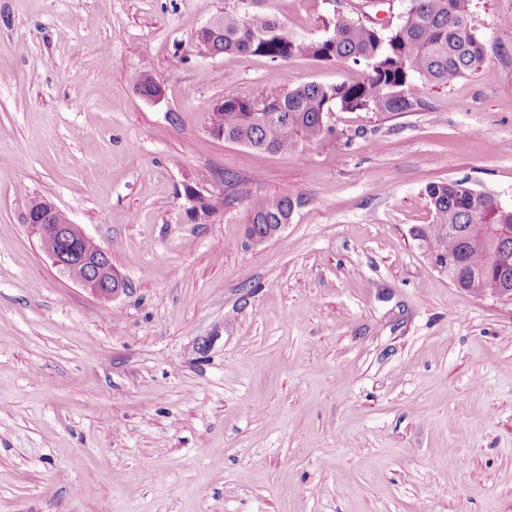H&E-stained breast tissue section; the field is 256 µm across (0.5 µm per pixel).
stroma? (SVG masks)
Returning <instances> with one entry per match:
<instances>
[{"mask_svg":"<svg viewBox=\"0 0 512 512\" xmlns=\"http://www.w3.org/2000/svg\"><path fill=\"white\" fill-rule=\"evenodd\" d=\"M352 2L257 9L320 39ZM236 7L0 0V512H512V303L452 287L409 235L431 183L512 206V0H473L475 74L411 81V112L333 113L300 155L213 137L212 103L364 72L191 54ZM262 194L301 204L250 247ZM43 199L125 293L53 266L26 224Z\"/></svg>","mask_w":512,"mask_h":512,"instance_id":"35a3bbf8","label":"stroma"}]
</instances>
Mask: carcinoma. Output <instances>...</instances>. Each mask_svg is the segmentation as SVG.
Returning a JSON list of instances; mask_svg holds the SVG:
<instances>
[{
    "instance_id": "carcinoma-1",
    "label": "carcinoma",
    "mask_w": 512,
    "mask_h": 512,
    "mask_svg": "<svg viewBox=\"0 0 512 512\" xmlns=\"http://www.w3.org/2000/svg\"><path fill=\"white\" fill-rule=\"evenodd\" d=\"M472 0H409V7L393 28L349 14H334L330 33L322 39L294 36L277 19L256 16L243 9L224 13L205 40L224 55H256L272 62L293 57L316 61H345L363 68L365 76L354 82L325 85L292 84L277 95L224 96L219 120L224 137L267 153L303 152L304 146L336 134L328 124L332 112L372 110L409 112L418 102L405 95L417 79L433 88H447L474 73L485 59V45L471 25ZM263 111L288 113V129L259 117ZM424 197L432 222L417 229V237L438 242L436 263L459 262L463 290L495 295L501 282L493 269L489 250L482 245L492 229L501 231L512 250V209L495 199L474 194L459 180L431 183ZM300 205L288 194L250 199L244 224H279Z\"/></svg>"
}]
</instances>
